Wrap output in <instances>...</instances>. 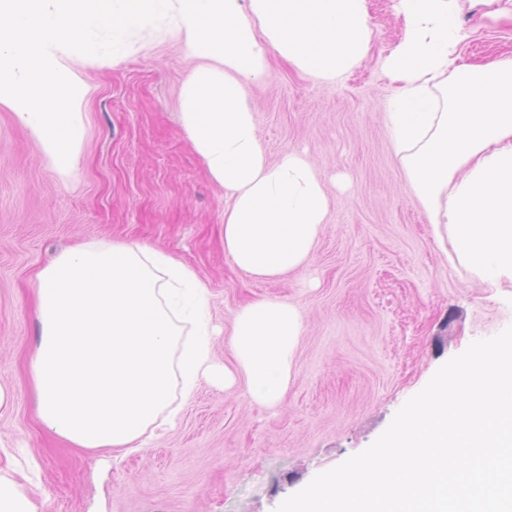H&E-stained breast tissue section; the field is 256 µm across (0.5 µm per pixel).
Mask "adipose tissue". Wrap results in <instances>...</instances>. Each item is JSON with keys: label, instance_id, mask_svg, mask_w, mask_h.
Listing matches in <instances>:
<instances>
[{"label": "adipose tissue", "instance_id": "ef3b65f1", "mask_svg": "<svg viewBox=\"0 0 512 512\" xmlns=\"http://www.w3.org/2000/svg\"><path fill=\"white\" fill-rule=\"evenodd\" d=\"M512 24V0H397L402 35L383 65L396 83L391 137L407 184L452 263L478 281L512 285V57L461 62L465 8ZM111 29L113 61L135 34L162 28L195 66L180 121L211 179L232 203L224 252L242 272L276 280L311 261L330 209L307 157L270 163L246 85L269 54L297 72L336 80L369 54L367 0H0V105L60 173L74 170L86 136L87 95L74 57L92 61V33ZM40 343L30 376L42 426L80 448H128L153 435L174 391L200 380L243 383L253 402L280 404L296 379L304 315L295 303L241 307L216 365L209 292L193 269L139 244L85 242L36 277Z\"/></svg>", "mask_w": 512, "mask_h": 512}]
</instances>
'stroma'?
I'll return each mask as SVG.
<instances>
[{
	"instance_id": "1",
	"label": "stroma",
	"mask_w": 512,
	"mask_h": 512,
	"mask_svg": "<svg viewBox=\"0 0 512 512\" xmlns=\"http://www.w3.org/2000/svg\"><path fill=\"white\" fill-rule=\"evenodd\" d=\"M369 56L322 81L271 57L247 87L269 161L299 151L331 198L310 265L253 278L224 253L231 204L178 119L194 62L172 37L113 63L108 28L99 60L78 63L88 94L79 164L56 172L36 140L0 106V471L37 512H275L319 473L369 447L395 414L471 342L512 325V288L473 280L437 247L391 142L382 64L401 35L396 0H368ZM463 62L512 55V25L465 14ZM166 251L208 287L211 355L230 362L236 311L263 298L304 311L297 378L275 408L243 386L202 381L176 397L175 423L137 448L86 450L36 416L30 361L39 342L35 275L86 241Z\"/></svg>"
}]
</instances>
